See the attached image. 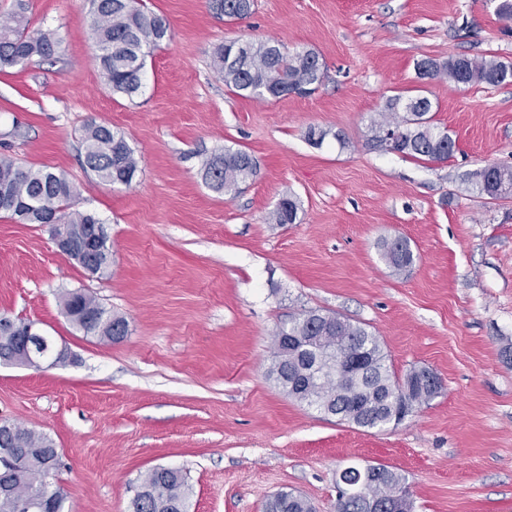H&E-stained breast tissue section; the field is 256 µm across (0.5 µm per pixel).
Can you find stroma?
I'll return each instance as SVG.
<instances>
[{
    "label": "stroma",
    "mask_w": 512,
    "mask_h": 512,
    "mask_svg": "<svg viewBox=\"0 0 512 512\" xmlns=\"http://www.w3.org/2000/svg\"><path fill=\"white\" fill-rule=\"evenodd\" d=\"M54 32L53 60L0 69V154L63 174L75 209L105 222L106 275L57 249L49 227L0 215V315L36 323L71 363L0 367V420L52 438L68 512H129L142 475L186 472L189 512H265L280 490L336 512L353 464L407 478L412 512H512V197L466 189L468 173L512 166V85L420 80L417 61L512 62L499 0H254L228 21L207 0H143L170 36L132 100L103 85L86 0H24ZM231 40L315 51L326 77L308 96L235 94L210 66ZM424 96L458 150L445 162L372 149L388 98ZM125 136L131 185L83 163L90 123ZM326 130L321 144L309 128ZM258 163L236 193L209 188L203 155ZM295 223L269 214L285 196ZM406 238L394 272L379 245ZM78 289L123 315L118 343L76 330L59 293ZM379 337L396 377L431 369L438 397L397 425L362 428L288 397L269 374L273 333L306 311Z\"/></svg>",
    "instance_id": "obj_1"
}]
</instances>
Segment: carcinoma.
Masks as SVG:
<instances>
[{"label":"carcinoma","mask_w":512,"mask_h":512,"mask_svg":"<svg viewBox=\"0 0 512 512\" xmlns=\"http://www.w3.org/2000/svg\"><path fill=\"white\" fill-rule=\"evenodd\" d=\"M210 9L229 20H242L251 14L249 0H209ZM91 27L97 45V61L105 86L114 95L134 100L141 91L147 57L169 38L166 18L135 6V0H89ZM58 41L51 35L31 31L21 13L0 23V69L25 65L34 58L48 60L57 51ZM213 67L224 84L239 95L279 98L289 92L306 95L324 78L322 64L312 50L289 52L275 41L245 43L229 41L216 48ZM422 79L446 77L462 86L486 84L512 85V62L476 60L459 55L440 63L423 58L416 65ZM383 119L371 125L368 144L371 148L398 152L407 156L442 162L456 151V141L446 132L435 130L429 113L431 101L426 97L387 100ZM84 162L104 182L129 185L139 171V158L124 135L109 126L92 123L85 129ZM202 176L215 192L228 193L257 173L256 159L246 151L226 148L207 156L201 164ZM484 171L470 174L467 182L478 194L493 198L512 192V166H495L494 180L482 181ZM77 194L74 185L63 175L44 169L17 165L8 156H0V214L17 217L25 224H43L56 219L68 224L81 235L99 223L95 215L72 209ZM297 203L282 198L270 214L275 224H293ZM385 262L396 270L413 265L414 252L404 238L381 244ZM65 318L87 335L112 339V323L125 318L112 315L93 296L81 291H67L61 296ZM93 307L102 310L105 322L97 327L84 323L82 313ZM313 336L310 351L283 358L280 337L285 333ZM353 345L367 351L374 365L363 376L336 370V360ZM274 360L270 374L289 397L317 410L364 428L397 425L416 408L438 396L440 389L422 391L417 376L411 372L403 378L393 376L386 364L379 338L365 327L338 316L310 310L286 326L273 339ZM30 436L29 452L17 469L15 497L0 496V512H18L15 499L40 494L42 477L48 468L49 437L25 429ZM405 488V476L384 467V472L369 479L358 498L337 497V512H366L367 502L385 507L392 497ZM191 488L179 469L157 466L141 478L131 500V512H176L188 510ZM267 512H313L304 498L281 491L267 504Z\"/></svg>","instance_id":"cac0c4a2"}]
</instances>
